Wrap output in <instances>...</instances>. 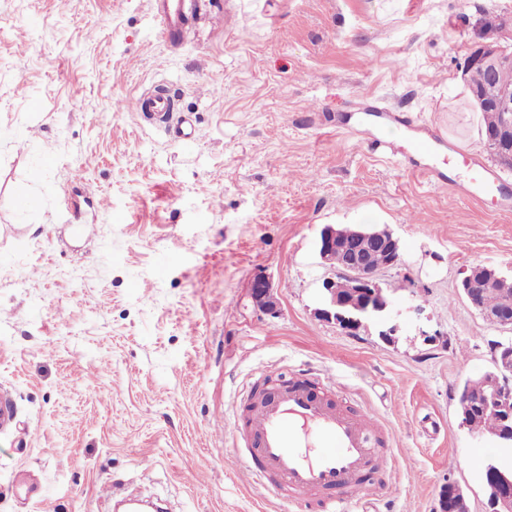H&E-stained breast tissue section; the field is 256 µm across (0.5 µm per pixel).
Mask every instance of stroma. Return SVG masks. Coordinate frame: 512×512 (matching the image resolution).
I'll return each instance as SVG.
<instances>
[{
  "label": "stroma",
  "mask_w": 512,
  "mask_h": 512,
  "mask_svg": "<svg viewBox=\"0 0 512 512\" xmlns=\"http://www.w3.org/2000/svg\"><path fill=\"white\" fill-rule=\"evenodd\" d=\"M486 18L512 0H186L173 47L149 0H0V512H111L104 483L168 512H302L214 429L265 366L332 377L384 424L392 493L366 512H435L450 480L487 512L481 465L512 452L461 426L458 395L512 331L459 284L512 277V213L367 147L433 126L512 193L463 76ZM154 88L197 144L136 111ZM367 103L412 124L369 125ZM350 222L399 241L392 340L314 315L320 230ZM249 288L253 301L261 311L269 314L276 313L278 300L268 277L264 275L254 277Z\"/></svg>",
  "instance_id": "stroma-1"
}]
</instances>
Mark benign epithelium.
<instances>
[{"label": "benign epithelium", "instance_id": "7a95c632", "mask_svg": "<svg viewBox=\"0 0 512 512\" xmlns=\"http://www.w3.org/2000/svg\"><path fill=\"white\" fill-rule=\"evenodd\" d=\"M468 66L480 68L486 75L484 83L470 88L473 101L480 109L505 113L504 130H512V97L497 88L500 70L512 66V43L500 41L477 45L468 56ZM490 153L501 154V161L512 166V142L500 132L486 135ZM383 251L388 256L384 268H394L401 258L398 240L386 227H360L356 224L339 227L326 224L317 243L319 266L329 272L321 283V306L315 309L317 317L332 321L340 329L356 332L369 323L381 321L388 325L382 332L386 339L396 332V321L401 311L388 289L379 282V271L368 267L366 255ZM505 281L497 271L475 266L461 281V291L466 301L478 311H483L478 292L482 288H496ZM250 294L263 312L274 314L278 300L268 277L253 278ZM495 370L486 372L483 390L476 395H465L459 401L461 425L469 427L471 414L498 413L501 426L494 438L503 444H512V344L496 345ZM485 482L489 491V512H512V468L488 462L484 466ZM451 492V512H469L462 488L448 481Z\"/></svg>", "mask_w": 512, "mask_h": 512}]
</instances>
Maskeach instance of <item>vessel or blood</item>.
<instances>
[{
	"label": "vessel or blood",
	"instance_id": "vessel-or-blood-1",
	"mask_svg": "<svg viewBox=\"0 0 512 512\" xmlns=\"http://www.w3.org/2000/svg\"><path fill=\"white\" fill-rule=\"evenodd\" d=\"M184 0H155L153 17L171 45L182 42L181 12ZM137 110L164 127L182 146L200 138L191 119L174 112V101L165 91L141 94ZM444 138L429 129L413 145L408 164L430 183L444 186L448 170L467 174L460 189L464 196L500 198L504 191L494 173L458 148L448 152V168L420 165L417 155L433 153ZM247 448L242 464L248 475L278 495L289 492L295 503L318 512H358L361 493L379 469L386 453L380 448L368 413H354L336 402L335 383L325 379L300 382L291 379L269 395L244 393L241 408L230 421Z\"/></svg>",
	"mask_w": 512,
	"mask_h": 512
}]
</instances>
